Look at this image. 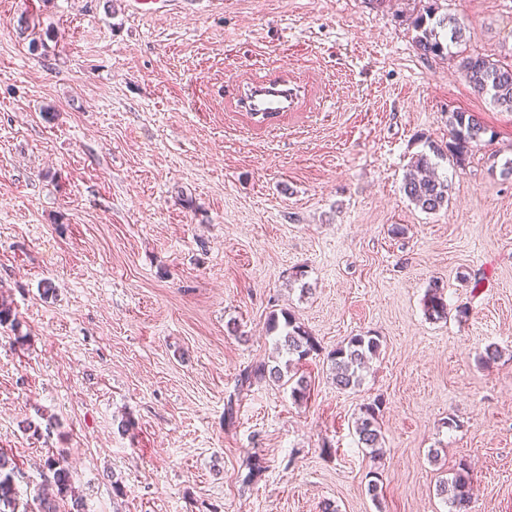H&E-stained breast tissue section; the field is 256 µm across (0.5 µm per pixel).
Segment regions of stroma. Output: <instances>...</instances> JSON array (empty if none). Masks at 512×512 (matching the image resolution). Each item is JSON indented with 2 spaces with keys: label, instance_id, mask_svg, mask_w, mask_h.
Segmentation results:
<instances>
[{
  "label": "stroma",
  "instance_id": "1",
  "mask_svg": "<svg viewBox=\"0 0 512 512\" xmlns=\"http://www.w3.org/2000/svg\"><path fill=\"white\" fill-rule=\"evenodd\" d=\"M429 10L512 56V0H0V451L31 512L60 456L86 512H448L462 461L471 512H512V112L416 53ZM256 76L299 91L271 127L232 109ZM456 111L487 132L426 213L404 176ZM284 312L322 348L303 402L237 387ZM360 334L380 355L337 390ZM424 309L430 320L447 319L448 302L445 299L443 288L438 284L434 283L428 288L424 298ZM381 343L379 338L368 335H356L327 355L330 362L331 379L338 390L346 391L360 386L362 371L367 363L379 356ZM382 403L377 399L372 403L363 404L354 422L358 445L360 444L361 448L370 449L371 458H376L383 452V437L378 421ZM473 475L465 462H460L452 476L442 479L437 486V495L446 502L448 512H470Z\"/></svg>",
  "mask_w": 512,
  "mask_h": 512
}]
</instances>
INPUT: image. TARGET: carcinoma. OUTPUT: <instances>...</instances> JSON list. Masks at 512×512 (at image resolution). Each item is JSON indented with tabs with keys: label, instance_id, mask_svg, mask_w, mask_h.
Listing matches in <instances>:
<instances>
[{
	"label": "carcinoma",
	"instance_id": "cac0c4a2",
	"mask_svg": "<svg viewBox=\"0 0 512 512\" xmlns=\"http://www.w3.org/2000/svg\"><path fill=\"white\" fill-rule=\"evenodd\" d=\"M433 13L418 16L414 21L416 31L415 46L423 56H440L451 47L459 46L463 40V29L455 21L446 17L432 21ZM458 69L469 86L481 95H487L492 102L506 112H512V61L493 59L488 56L466 55L456 52ZM451 141L441 147H430L436 156L450 153L460 158L472 143H479L487 129L473 115L466 112H453L448 119ZM403 191L406 197L426 213H436L450 203L451 188L448 181L434 175L431 156L421 153L405 175ZM424 309L428 319L438 321L448 317V302L443 288L438 284L429 287L424 298ZM278 317H270V330L279 332V341L288 357L302 361L319 352L315 337L305 330L291 313L283 315L284 322ZM379 338L368 335H356L336 347L327 355L330 362L332 382L342 391L353 389L362 382V371L367 363L380 354ZM277 382L290 387L291 396L296 401L310 397L311 382L306 376L284 374L280 366L261 363L244 369L238 378L239 391H248L262 382ZM382 401L377 399L360 407L355 418L354 428L358 444L370 449L371 457L382 454V433L379 414ZM46 465L52 471V481L56 494L65 497L73 492L72 475L66 461L49 458ZM12 460L0 452V512H28V508H19L18 492L13 479ZM473 475L465 462L458 464L452 476L441 480L437 486L438 495L448 505V512H469L472 495Z\"/></svg>",
	"mask_w": 512,
	"mask_h": 512
}]
</instances>
